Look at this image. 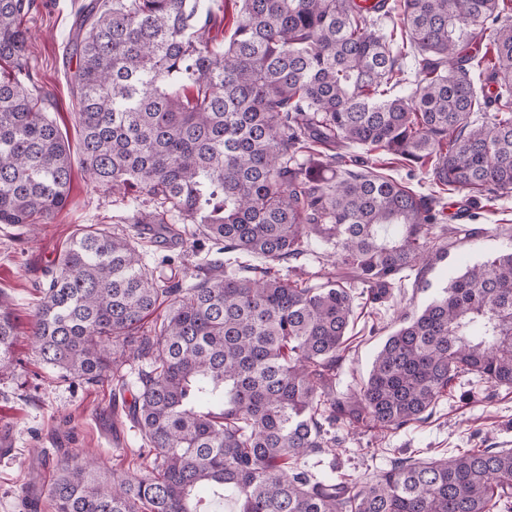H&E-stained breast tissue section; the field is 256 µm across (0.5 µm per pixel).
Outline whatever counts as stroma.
Listing matches in <instances>:
<instances>
[{
  "mask_svg": "<svg viewBox=\"0 0 512 512\" xmlns=\"http://www.w3.org/2000/svg\"><path fill=\"white\" fill-rule=\"evenodd\" d=\"M82 0H36L37 12L23 21L31 33L28 63L49 97L46 108L67 139L73 162L68 202L51 224L32 241L18 240L17 228L0 224V294L13 304L18 339L12 372L0 379V432L12 442L0 446V512H23L21 499L29 486L47 489L52 461L67 453L99 463L115 475L127 474L139 432L114 407L130 404L135 390L117 382L87 385L60 378L37 359L28 338L31 310L39 287L75 229L82 225L123 227L137 195L96 187L84 172L75 101L64 78L69 37ZM440 208L448 232L422 283L403 281L377 311L355 305L338 390L357 389L387 336L406 316L423 309L451 274L512 249V194L471 201L467 192L442 194ZM144 261L155 278L183 279L196 256L177 239L140 242ZM173 263H163V256ZM344 439L336 450V466L359 484L375 481L395 458L420 460L454 455L463 448H512V389H492L470 377L453 383L428 419L401 430L364 431L340 426Z\"/></svg>",
  "mask_w": 512,
  "mask_h": 512,
  "instance_id": "stroma-1",
  "label": "stroma"
}]
</instances>
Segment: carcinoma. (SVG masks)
Here are the masks:
<instances>
[{
    "label": "carcinoma",
    "mask_w": 512,
    "mask_h": 512,
    "mask_svg": "<svg viewBox=\"0 0 512 512\" xmlns=\"http://www.w3.org/2000/svg\"><path fill=\"white\" fill-rule=\"evenodd\" d=\"M212 0H87L69 78L83 167L136 187L130 224L200 234L224 264L159 282L137 237L78 230L39 288L40 362L88 384L136 363L129 413L145 475L62 455L54 512H500L512 448L394 460L370 485L318 479L300 460L368 431L425 420L456 379L512 387V251L453 277L387 337L359 390L336 391L355 295L375 305L421 278L442 232L433 193L340 169L352 146L433 174L442 191L512 192V16L507 0H233L229 37ZM0 0V224L35 236L65 206L70 148L28 67L23 19ZM416 51L401 89L398 61ZM191 224L193 231L175 229ZM330 262L314 272L312 241ZM257 255L262 266L239 261ZM155 317L149 328L145 321ZM16 338L0 297V375Z\"/></svg>",
    "instance_id": "cac0c4a2"
}]
</instances>
